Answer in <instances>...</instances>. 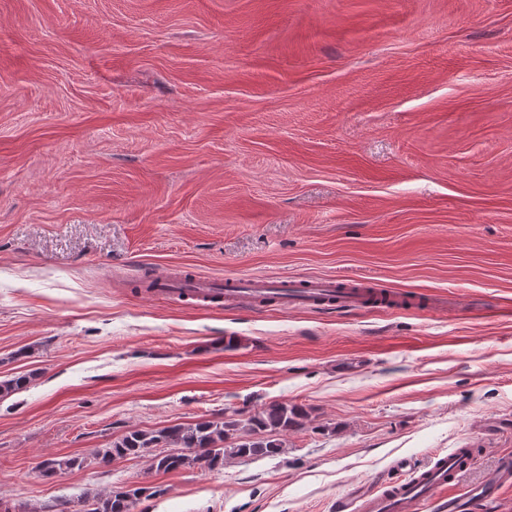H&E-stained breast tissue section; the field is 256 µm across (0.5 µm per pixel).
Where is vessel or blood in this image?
<instances>
[{
	"instance_id": "b4317fda",
	"label": "vessel or blood",
	"mask_w": 512,
	"mask_h": 512,
	"mask_svg": "<svg viewBox=\"0 0 512 512\" xmlns=\"http://www.w3.org/2000/svg\"><path fill=\"white\" fill-rule=\"evenodd\" d=\"M155 294L188 296L195 304L209 305L223 300L225 307L251 309L273 302L280 307L340 308L346 311L374 305L407 307L416 298L410 293L383 295L369 290L364 282L322 278L283 279L272 282L262 277L228 276L224 279L188 275L178 269L168 270L155 280ZM478 454L474 448H456L445 456L433 457L404 477L405 462H396L400 478L380 474L369 482L341 496L336 512H422L425 504L436 501L441 512H462L467 499H478L512 486V459H503L487 482L462 496L452 493L460 476L469 471Z\"/></svg>"
}]
</instances>
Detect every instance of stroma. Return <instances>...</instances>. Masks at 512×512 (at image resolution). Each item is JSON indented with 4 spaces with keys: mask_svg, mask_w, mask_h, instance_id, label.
I'll return each instance as SVG.
<instances>
[{
    "mask_svg": "<svg viewBox=\"0 0 512 512\" xmlns=\"http://www.w3.org/2000/svg\"><path fill=\"white\" fill-rule=\"evenodd\" d=\"M365 280L418 308L251 311L143 276ZM234 348H226L228 338ZM0 503L334 512L397 461L512 456V0H0ZM283 453L94 463L272 402ZM89 459L42 477L48 457ZM153 487H133L112 491L109 494L88 491L79 500L78 512H129L133 503L140 500L142 496H152L160 493L159 489Z\"/></svg>",
    "mask_w": 512,
    "mask_h": 512,
    "instance_id": "stroma-1",
    "label": "stroma"
}]
</instances>
